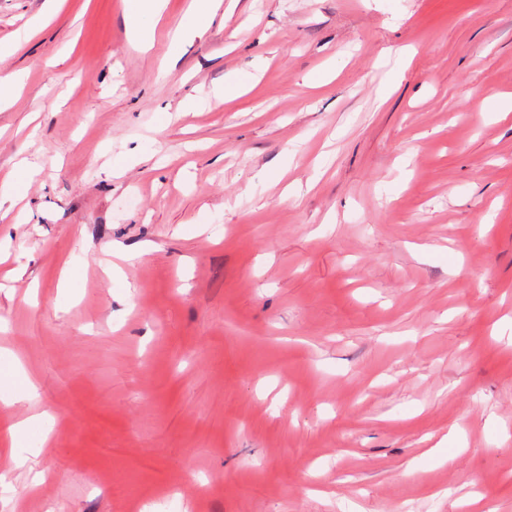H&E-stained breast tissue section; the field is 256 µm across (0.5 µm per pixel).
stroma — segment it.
Instances as JSON below:
<instances>
[{
	"instance_id": "obj_1",
	"label": "stroma",
	"mask_w": 512,
	"mask_h": 512,
	"mask_svg": "<svg viewBox=\"0 0 512 512\" xmlns=\"http://www.w3.org/2000/svg\"><path fill=\"white\" fill-rule=\"evenodd\" d=\"M189 2L0 0V512H512V0ZM165 0H125L124 12L134 46L147 52L153 47L154 30L165 8ZM218 5L215 0H191L186 12L188 21L180 23L171 33L170 49L166 65H170L174 59L175 51L179 44L191 34H201L211 25ZM33 174L31 166H24L19 168L15 174H12L4 182H1L0 207L6 202H10L11 206L17 204L22 195V188L32 180ZM0 358L9 363L15 375L22 378V384L17 389L11 387L2 388V383L0 382V403L2 406L9 407L20 401L36 402L39 398L38 388L28 377L19 358L13 352L2 348L0 350ZM50 419L51 416L47 412H41L8 426L6 436L11 440V458L13 459L16 467L24 466L29 460L28 457L22 456L16 452V448L20 447L21 438L27 434L32 425L41 424Z\"/></svg>"
}]
</instances>
